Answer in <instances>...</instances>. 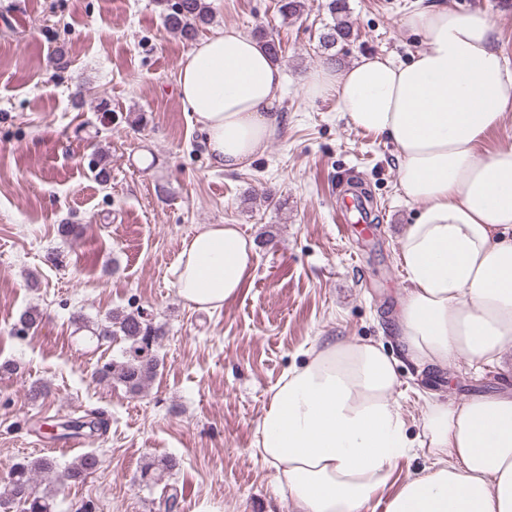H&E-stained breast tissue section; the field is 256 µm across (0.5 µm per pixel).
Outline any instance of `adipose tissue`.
I'll list each match as a JSON object with an SVG mask.
<instances>
[{
    "mask_svg": "<svg viewBox=\"0 0 512 512\" xmlns=\"http://www.w3.org/2000/svg\"><path fill=\"white\" fill-rule=\"evenodd\" d=\"M423 47L409 61L365 54L321 66L303 85L331 97L354 127L386 136L405 198L419 204L399 254L409 286L398 338L418 367L494 365L512 351V145L482 144L512 113V62L482 10L432 0L401 21ZM282 69L233 27L196 43L177 86L218 169L235 171L283 127ZM254 242L234 224H205L183 243L177 293L216 311L257 266ZM272 389L257 425V454L275 470L293 512H512V392L459 404L430 401L422 438L409 439L397 400V361L382 344L338 340L308 348ZM432 458L394 481L414 448Z\"/></svg>",
    "mask_w": 512,
    "mask_h": 512,
    "instance_id": "ef3b65f1",
    "label": "adipose tissue"
}]
</instances>
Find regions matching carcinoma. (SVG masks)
<instances>
[{
    "label": "carcinoma",
    "instance_id": "cac0c4a2",
    "mask_svg": "<svg viewBox=\"0 0 512 512\" xmlns=\"http://www.w3.org/2000/svg\"><path fill=\"white\" fill-rule=\"evenodd\" d=\"M160 3L164 7V22L168 30L186 41L194 40L199 28L211 21L210 6L206 0H160ZM323 7L332 23L325 25L320 46L330 51L350 39L351 27L346 0H325ZM92 335L99 341L111 340L118 346L112 361L95 371L98 381H116L127 392L136 395L156 376L161 364L156 347L163 333L161 327L152 325L140 310L109 312L105 320L95 323ZM57 427L62 429L60 437L67 438L80 434L91 424L83 416L59 422ZM99 464V457L92 452L83 454L62 470L57 460L50 456L20 461L11 468L7 480L0 484V505H14L17 512H54V495L37 492V478L46 477L63 486L93 473ZM176 466V460L171 458L150 459L141 468V480L155 487L158 473L171 471ZM158 500L166 512H173L178 503L177 488L171 484L164 485Z\"/></svg>",
    "mask_w": 512,
    "mask_h": 512
}]
</instances>
